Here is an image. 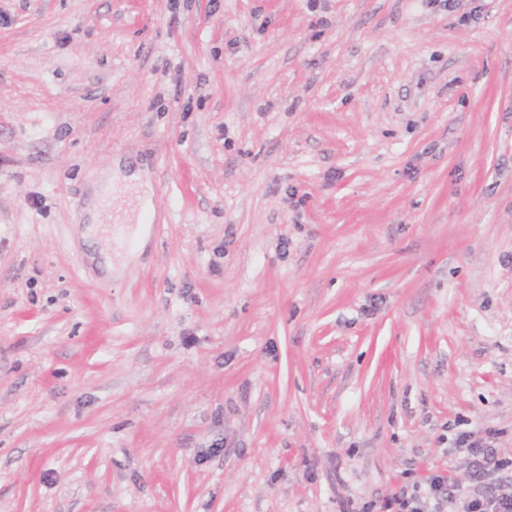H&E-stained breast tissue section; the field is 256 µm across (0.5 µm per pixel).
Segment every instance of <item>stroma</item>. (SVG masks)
I'll return each mask as SVG.
<instances>
[{
  "label": "stroma",
  "instance_id": "35a3bbf8",
  "mask_svg": "<svg viewBox=\"0 0 512 512\" xmlns=\"http://www.w3.org/2000/svg\"><path fill=\"white\" fill-rule=\"evenodd\" d=\"M465 427L512 458V0H0V512H382Z\"/></svg>",
  "mask_w": 512,
  "mask_h": 512
}]
</instances>
